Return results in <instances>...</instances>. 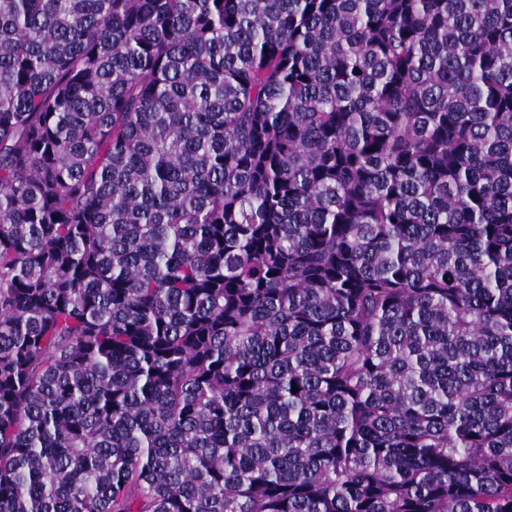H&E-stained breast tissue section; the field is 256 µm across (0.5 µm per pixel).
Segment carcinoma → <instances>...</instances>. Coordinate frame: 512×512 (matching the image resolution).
I'll return each mask as SVG.
<instances>
[{
    "mask_svg": "<svg viewBox=\"0 0 512 512\" xmlns=\"http://www.w3.org/2000/svg\"><path fill=\"white\" fill-rule=\"evenodd\" d=\"M0 512H512V0H0Z\"/></svg>",
    "mask_w": 512,
    "mask_h": 512,
    "instance_id": "obj_1",
    "label": "carcinoma"
}]
</instances>
